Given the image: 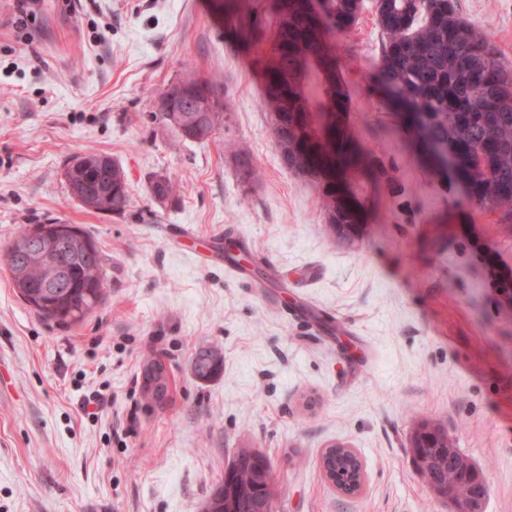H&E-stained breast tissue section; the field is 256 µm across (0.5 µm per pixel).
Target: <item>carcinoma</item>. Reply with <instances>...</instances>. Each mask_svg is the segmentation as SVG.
Segmentation results:
<instances>
[{
    "label": "carcinoma",
    "mask_w": 512,
    "mask_h": 512,
    "mask_svg": "<svg viewBox=\"0 0 512 512\" xmlns=\"http://www.w3.org/2000/svg\"><path fill=\"white\" fill-rule=\"evenodd\" d=\"M364 0H321L320 19L305 14L298 0H224L222 10L244 46L271 48L255 58L261 74V102L281 116L273 135L285 167L305 177L319 193L327 224L336 223V196L348 188L359 220L367 219L366 185L375 181L372 156L353 150L354 135L342 117L351 95L340 74L332 36L353 27ZM383 35L379 61L370 72L371 91L401 120L419 145L451 144L471 169L447 173L469 184V199L512 224V98L496 100L495 82L507 71L489 35L466 22L458 0H373ZM149 116L178 134L195 123V112H174L163 94ZM77 169L67 166L70 184L93 196L85 207L117 213L129 205L124 169L103 155H86ZM343 177V184L333 176ZM7 267L18 295L42 317L77 323L105 296L104 258L78 225L35 224L20 232L7 251ZM194 375L209 380L221 369L218 352L201 349ZM416 464L428 485L451 491L462 475L448 460V446L421 448ZM357 461L343 452L326 467L340 481L352 478ZM226 477L212 490L202 512H264L273 493V470L260 450L236 449Z\"/></svg>",
    "instance_id": "1"
}]
</instances>
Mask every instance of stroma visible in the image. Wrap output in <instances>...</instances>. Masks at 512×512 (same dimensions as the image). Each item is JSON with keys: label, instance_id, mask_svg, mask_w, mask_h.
I'll list each match as a JSON object with an SVG mask.
<instances>
[{"label": "stroma", "instance_id": "stroma-1", "mask_svg": "<svg viewBox=\"0 0 512 512\" xmlns=\"http://www.w3.org/2000/svg\"><path fill=\"white\" fill-rule=\"evenodd\" d=\"M217 0H38L28 27L0 0V512H199L233 452L268 455L279 512H452L417 472L409 438L447 429L512 512V225L494 223L396 129L366 80L381 56L372 7L333 49L347 121L381 178L363 236L331 244L313 186L284 167L260 103L256 48ZM512 65V0H458ZM229 103L211 140L183 139L148 105L186 69ZM260 177L243 180L225 143ZM100 154L129 206L99 213L64 171ZM178 182L159 200L152 182ZM77 224L106 256V295L83 321L43 318L5 259L35 224ZM215 239L197 262L172 235ZM248 269L246 287L225 266ZM222 372L194 377L199 348ZM166 362L164 406L145 357ZM106 402L98 418L80 405ZM354 448L359 495L325 477L328 446Z\"/></svg>", "mask_w": 512, "mask_h": 512}]
</instances>
